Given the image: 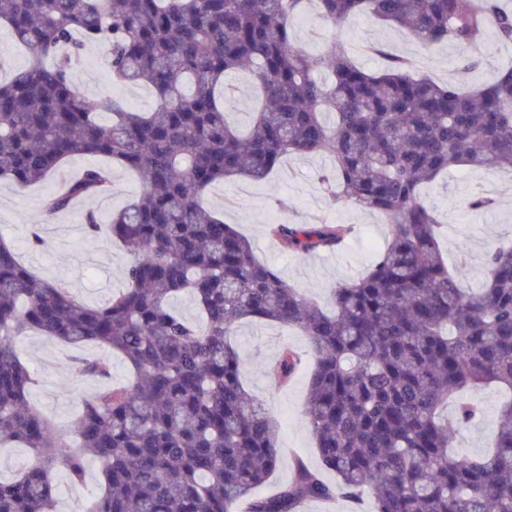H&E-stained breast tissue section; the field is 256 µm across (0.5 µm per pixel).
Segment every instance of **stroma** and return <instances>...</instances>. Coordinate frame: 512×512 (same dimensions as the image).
<instances>
[{
	"mask_svg": "<svg viewBox=\"0 0 512 512\" xmlns=\"http://www.w3.org/2000/svg\"><path fill=\"white\" fill-rule=\"evenodd\" d=\"M344 41L350 57L367 70L384 67L383 57L367 50L368 45H381L393 55L412 60L413 74L464 87L491 82L498 70L512 66V45L493 35L481 47L484 66L471 71L462 69L464 52L458 47L444 44L429 51L407 32L365 18L346 28ZM74 75L77 88L92 97H119L138 112L155 108V96L148 88L113 82L99 46H86ZM331 165L332 159L325 153L289 156L266 181L231 178L214 186L205 197L208 207L223 214L226 223L237 225L251 240L260 260L278 269L290 285L320 302L325 301L328 289L337 281L363 271L390 241L393 230L379 214L353 206L330 205L317 175ZM112 179L114 189L109 199L77 201L69 211L52 219L44 215L40 204L48 184L25 188L9 182L0 184V236L11 242L21 259L41 277L63 282L72 295L90 305L101 304L123 287L124 271L130 262L121 245L86 231L87 212H96L104 222L112 211L125 207L139 195L140 182L121 166H113ZM475 186L495 199L492 210L481 213L465 208L464 200ZM424 195L443 224V248L448 260H456L459 247H466L462 277L467 286L478 287L483 280L486 250L512 237V174L468 167L453 169L427 187ZM277 217L294 224L316 220L351 224L355 232L341 251L300 256L284 251L269 235L267 226ZM35 227L45 241L39 249L28 244ZM233 343L242 360L245 386L263 401L277 421L280 445L285 450L274 474L254 490L255 495L267 496L288 483L296 462L313 469L321 466L304 415L311 371L310 343L297 329L246 319L240 322ZM21 347L39 379L30 393L31 403L53 427L69 428L91 383L79 381L67 371L68 348L33 332L22 337ZM287 347L301 356L302 364L287 384L279 385L271 378L269 368ZM508 397L511 396L495 385L466 392V400L478 407L480 417L468 427L454 428L455 442L462 453L480 456L488 452L499 411Z\"/></svg>",
	"mask_w": 512,
	"mask_h": 512,
	"instance_id": "1",
	"label": "stroma"
}]
</instances>
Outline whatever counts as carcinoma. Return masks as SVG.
Masks as SVG:
<instances>
[{"label":"carcinoma","mask_w":512,"mask_h":512,"mask_svg":"<svg viewBox=\"0 0 512 512\" xmlns=\"http://www.w3.org/2000/svg\"><path fill=\"white\" fill-rule=\"evenodd\" d=\"M339 29L350 19L405 29L422 46L471 50L481 63L488 29L512 42V12L497 0H316ZM302 0H0V22L30 50L0 83V180L38 183L77 155L136 172L142 191L90 233L107 231L132 254L125 287L95 306L39 278L0 237V446L18 443L34 464L0 480V512H53V474L84 477L101 462L91 512H298L312 499L373 498L375 512H512V400L499 413L494 451L451 456L448 401L495 384L512 391V241L486 251L479 288L448 267L436 211L420 187L456 167L512 171V69L463 91L410 73L398 57L369 72L340 33L312 56L296 44ZM112 77L150 88L152 112H130L75 86L88 45ZM244 70L258 91L247 130L230 124L226 83ZM105 111L110 120L99 119ZM335 115L333 125L322 114ZM329 153L336 175L319 183L334 206L376 212L392 240L359 276L331 288L324 309L259 262L249 240L208 210L205 195L231 177L265 180L286 155ZM112 193V169L92 167L42 200L50 218L75 201ZM494 200L471 192L467 207ZM288 252H337L351 224L268 225ZM194 299L200 320L173 307ZM243 319L279 322L308 336L313 370L304 414L336 485L297 462L294 477L256 497L281 460L277 424L242 383L231 345ZM35 330L73 347L95 382L73 429L60 431L29 403L35 380L18 339ZM299 355L282 351L271 373L292 379Z\"/></svg>","instance_id":"cac0c4a2"}]
</instances>
